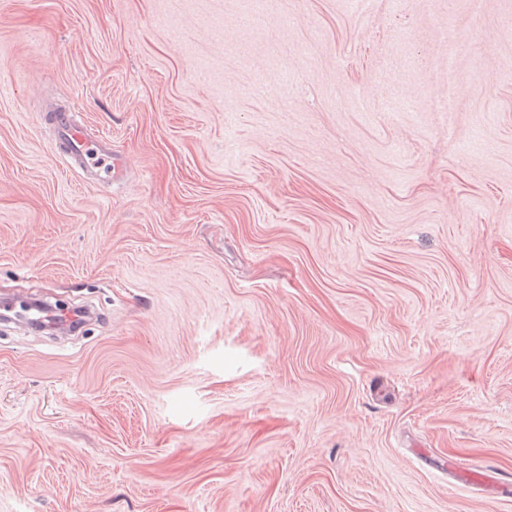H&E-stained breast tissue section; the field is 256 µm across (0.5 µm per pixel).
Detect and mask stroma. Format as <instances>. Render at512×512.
I'll list each match as a JSON object with an SVG mask.
<instances>
[{"mask_svg": "<svg viewBox=\"0 0 512 512\" xmlns=\"http://www.w3.org/2000/svg\"><path fill=\"white\" fill-rule=\"evenodd\" d=\"M252 6L0 0V512H512V0ZM47 118L56 133L53 149L67 169L105 184H112L122 176L126 170L124 159L112 150L108 136H90L66 109L49 112ZM451 470L454 474L455 484L458 486H470L473 484L483 487L490 494H497L506 491L507 487L499 483L490 470L475 472L462 467H454Z\"/></svg>", "mask_w": 512, "mask_h": 512, "instance_id": "35a3bbf8", "label": "stroma"}]
</instances>
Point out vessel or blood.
<instances>
[{
    "label": "vessel or blood",
    "mask_w": 512,
    "mask_h": 512,
    "mask_svg": "<svg viewBox=\"0 0 512 512\" xmlns=\"http://www.w3.org/2000/svg\"><path fill=\"white\" fill-rule=\"evenodd\" d=\"M47 118L56 133L53 149L64 161L67 169L98 183L109 184L121 177L125 169L124 159L113 151L108 136L89 135L73 114L64 109L48 113ZM453 474L455 483L459 486L476 484L492 494L504 489L503 484L488 470L475 472L457 467Z\"/></svg>",
    "instance_id": "1"
}]
</instances>
